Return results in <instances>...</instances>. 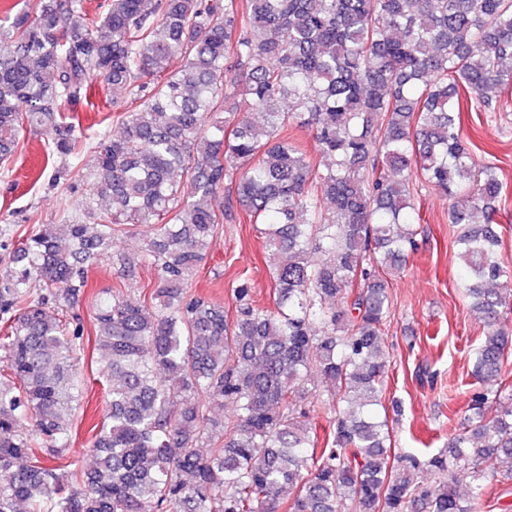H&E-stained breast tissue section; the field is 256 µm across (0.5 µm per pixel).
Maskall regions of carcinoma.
I'll return each mask as SVG.
<instances>
[{"instance_id":"1","label":"carcinoma","mask_w":512,"mask_h":512,"mask_svg":"<svg viewBox=\"0 0 512 512\" xmlns=\"http://www.w3.org/2000/svg\"><path fill=\"white\" fill-rule=\"evenodd\" d=\"M96 85L124 93L121 132L97 141L81 209L19 238L0 277V512H476L487 478L512 480L503 183L461 132L462 100L488 110L512 92V0H107L97 16L40 0L0 24V168L27 128L78 154L74 112ZM290 125L313 131L319 160ZM80 180L55 171L66 190ZM416 181L451 202L486 328L472 375L495 383L425 457L392 455L373 411L389 379L384 276L421 224ZM224 191L235 202L213 208ZM236 205L270 252L274 303L242 283L231 315L189 281ZM130 225L158 278L96 306L107 389L84 467L65 458L84 392L74 306ZM311 388L334 409L323 433ZM226 403L236 415L214 417Z\"/></svg>"}]
</instances>
